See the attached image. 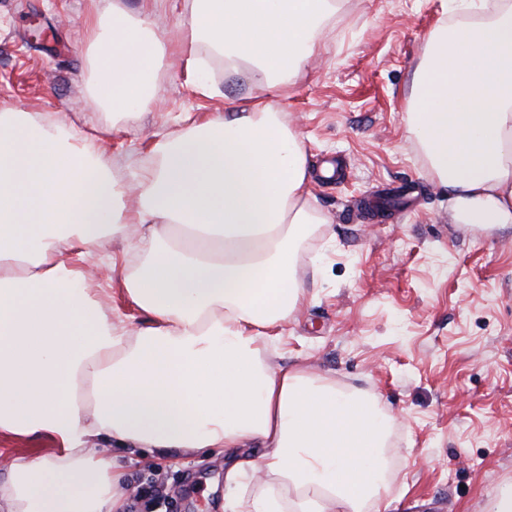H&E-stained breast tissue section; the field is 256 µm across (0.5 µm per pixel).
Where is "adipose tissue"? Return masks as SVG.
Wrapping results in <instances>:
<instances>
[{"label": "adipose tissue", "instance_id": "adipose-tissue-1", "mask_svg": "<svg viewBox=\"0 0 512 512\" xmlns=\"http://www.w3.org/2000/svg\"><path fill=\"white\" fill-rule=\"evenodd\" d=\"M165 0L92 9L89 92L130 122L168 56L203 82L204 44L258 92L221 112H187L155 140L131 183L90 166L94 144L59 119L0 107V434L46 436L49 456L14 458L0 512H126L125 473L103 441L157 457L229 456L232 512H363L378 501L392 426L358 394L264 354L305 295L298 250L323 223L307 151L268 97L318 48L335 0H192L171 42L152 18ZM486 21L428 37L407 133L457 224L512 223V0ZM123 246V290L139 325L85 288L105 243ZM262 450L250 459L251 445ZM270 481L257 493L258 474Z\"/></svg>", "mask_w": 512, "mask_h": 512}]
</instances>
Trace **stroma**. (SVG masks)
Returning <instances> with one entry per match:
<instances>
[{
	"label": "stroma",
	"mask_w": 512,
	"mask_h": 512,
	"mask_svg": "<svg viewBox=\"0 0 512 512\" xmlns=\"http://www.w3.org/2000/svg\"><path fill=\"white\" fill-rule=\"evenodd\" d=\"M88 0H0V102L73 124L108 123L87 94ZM445 0H343L320 53L275 102L302 136L308 168L333 159L334 182L311 180L326 218L301 247L305 299L267 351L394 415L379 512H482L512 482V224H454L448 201L406 137L412 75L429 34L481 18ZM133 133L97 144L115 177L145 157L152 134L184 112H220L251 82L208 70L210 94L179 58ZM131 512H224L221 454L157 459L119 448Z\"/></svg>",
	"instance_id": "obj_1"
}]
</instances>
